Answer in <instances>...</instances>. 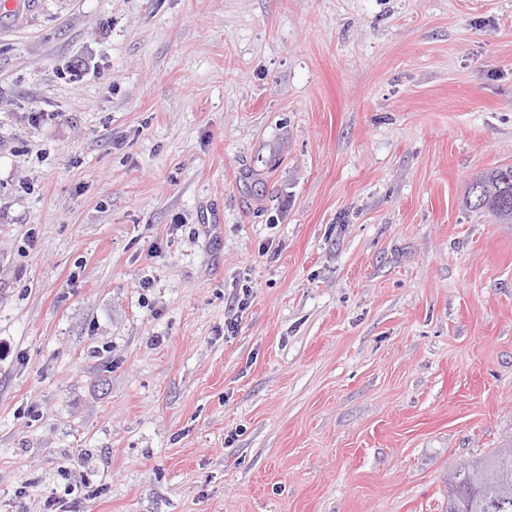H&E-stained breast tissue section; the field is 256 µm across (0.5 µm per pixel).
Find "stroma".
<instances>
[{"mask_svg":"<svg viewBox=\"0 0 512 512\" xmlns=\"http://www.w3.org/2000/svg\"><path fill=\"white\" fill-rule=\"evenodd\" d=\"M507 164L512 0L0 9V512H445L512 442ZM476 194L481 196L479 201ZM464 200L470 211L488 212L501 224H512V166L476 176L469 183Z\"/></svg>","mask_w":512,"mask_h":512,"instance_id":"1","label":"stroma"}]
</instances>
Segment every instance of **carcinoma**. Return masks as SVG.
Instances as JSON below:
<instances>
[{"label":"carcinoma","mask_w":512,"mask_h":512,"mask_svg":"<svg viewBox=\"0 0 512 512\" xmlns=\"http://www.w3.org/2000/svg\"><path fill=\"white\" fill-rule=\"evenodd\" d=\"M465 205L512 224V166L484 172L469 183ZM446 512H512V444L448 477Z\"/></svg>","instance_id":"cac0c4a2"}]
</instances>
